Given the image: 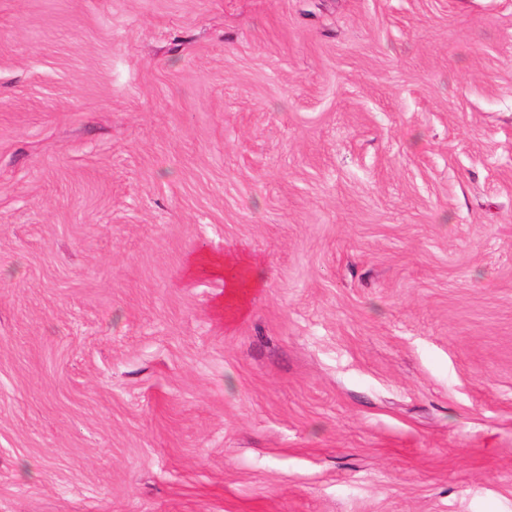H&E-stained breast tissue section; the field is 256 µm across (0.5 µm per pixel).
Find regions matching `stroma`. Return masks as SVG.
<instances>
[{"mask_svg": "<svg viewBox=\"0 0 512 512\" xmlns=\"http://www.w3.org/2000/svg\"><path fill=\"white\" fill-rule=\"evenodd\" d=\"M0 512H512V0H0ZM243 267L251 268V279L248 281L249 288L258 287L260 285L259 272L255 260L250 258L243 257L237 261H223L217 257L201 255L191 263L189 272L193 274L209 273L224 276L227 288H229L231 293L236 294L239 288H242L238 271Z\"/></svg>", "mask_w": 512, "mask_h": 512, "instance_id": "stroma-1", "label": "stroma"}]
</instances>
